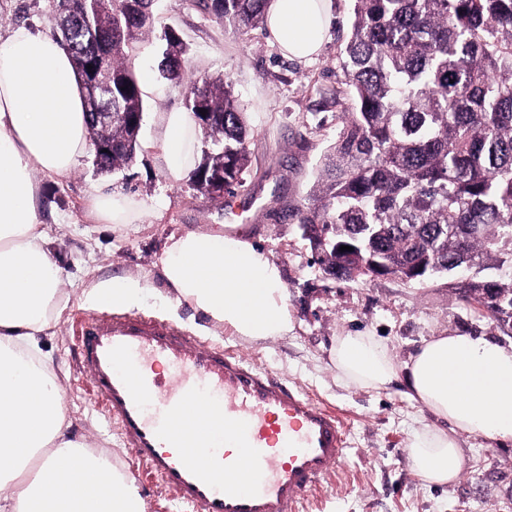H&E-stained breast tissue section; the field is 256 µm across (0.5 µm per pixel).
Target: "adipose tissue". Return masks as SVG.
<instances>
[{
    "label": "adipose tissue",
    "instance_id": "1",
    "mask_svg": "<svg viewBox=\"0 0 512 512\" xmlns=\"http://www.w3.org/2000/svg\"><path fill=\"white\" fill-rule=\"evenodd\" d=\"M330 0H269L266 27L284 55L322 49ZM147 142L176 175L193 169L199 143L191 113L158 118ZM89 149L85 103L59 38L27 26L0 34V512H145L133 482L103 450L75 436L62 387L40 339L69 297L41 219L37 174L71 171ZM104 224L133 223L146 205L112 194L88 202ZM169 305L187 306L207 327L252 341L288 334L292 315L279 266L249 237L223 225L171 235L157 262ZM115 309L143 302L141 279L115 278L87 292ZM330 359L346 382L377 392L401 385L437 428L415 434L409 459L427 484L456 481L464 468L458 437L512 444V345L467 334L424 341L397 364L388 344L367 333L336 337Z\"/></svg>",
    "mask_w": 512,
    "mask_h": 512
}]
</instances>
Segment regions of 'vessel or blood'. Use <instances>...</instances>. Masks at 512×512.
<instances>
[{"mask_svg": "<svg viewBox=\"0 0 512 512\" xmlns=\"http://www.w3.org/2000/svg\"><path fill=\"white\" fill-rule=\"evenodd\" d=\"M78 335L124 447L188 512H300L347 456L338 413L175 323L111 310L81 319ZM204 409L222 429L187 428Z\"/></svg>", "mask_w": 512, "mask_h": 512, "instance_id": "obj_1", "label": "vessel or blood"}]
</instances>
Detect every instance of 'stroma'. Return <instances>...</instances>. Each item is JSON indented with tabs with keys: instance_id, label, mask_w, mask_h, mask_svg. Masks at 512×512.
Returning <instances> with one entry per match:
<instances>
[{
	"instance_id": "1",
	"label": "stroma",
	"mask_w": 512,
	"mask_h": 512,
	"mask_svg": "<svg viewBox=\"0 0 512 512\" xmlns=\"http://www.w3.org/2000/svg\"><path fill=\"white\" fill-rule=\"evenodd\" d=\"M53 0H0V31L17 25L51 30ZM335 20L320 55L310 61L283 57L265 29L239 37L205 13L196 0H157L155 23L138 53L134 71L158 67L165 28L187 46L185 78L204 74L232 80L249 126L248 191L232 203L200 192L189 174L172 176L158 152L138 151L124 169L103 173L93 154L71 172L40 179L42 221L63 270L67 309L40 346L63 386L73 429L106 449L134 481L146 512H180L172 496L138 470L130 449L105 420L77 357L75 319L93 311L85 290L98 281L138 277L165 291L155 261L167 237L198 224H229L259 239L281 269L288 288L293 329L255 344L221 330L212 342L232 347L318 403L343 417L346 460L303 504L302 512H512V445L460 435L465 465L449 485L426 484L413 470L408 448L415 431L433 417L408 401L402 387L375 392L346 384L329 357L335 337L352 331L382 336L397 362L408 361L423 339L448 333L489 336L502 343L512 334L482 317L447 278L407 283L393 277L344 281L328 276L302 236L294 213L308 201L321 155L336 137L343 110L340 50L351 31V0H333ZM142 138H157L158 114L184 109L178 88L155 79L143 96ZM120 193L146 202L139 220L119 227L100 224L86 211L98 193Z\"/></svg>"
}]
</instances>
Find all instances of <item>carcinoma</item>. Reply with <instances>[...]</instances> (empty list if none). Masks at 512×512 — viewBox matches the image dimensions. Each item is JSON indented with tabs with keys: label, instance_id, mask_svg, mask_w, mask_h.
Returning <instances> with one entry per match:
<instances>
[{
	"label": "carcinoma",
	"instance_id": "carcinoma-1",
	"mask_svg": "<svg viewBox=\"0 0 512 512\" xmlns=\"http://www.w3.org/2000/svg\"><path fill=\"white\" fill-rule=\"evenodd\" d=\"M266 0H198L247 36L265 23ZM351 35L339 53L349 100L335 142L323 154L306 206L297 209L303 236L336 279L380 252L396 278L415 282L451 275L463 301L478 289L512 297V0H351ZM155 0H57L51 23L71 55L78 78L84 61L105 54L112 71V127L100 135L112 151L104 171L129 166L139 147L144 112L139 81L128 59L152 28ZM162 71L182 82L180 38L164 33ZM186 109L209 142L191 180L224 172V194L234 196L249 166L245 113L232 82L200 76L185 91ZM206 114H201V109ZM319 224L336 227L341 252L322 246Z\"/></svg>",
	"mask_w": 512,
	"mask_h": 512
}]
</instances>
